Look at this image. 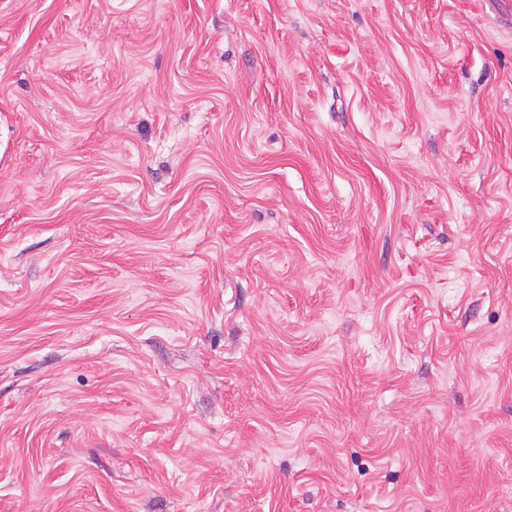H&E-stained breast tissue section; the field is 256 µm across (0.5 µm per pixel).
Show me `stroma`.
<instances>
[{"instance_id": "1", "label": "stroma", "mask_w": 512, "mask_h": 512, "mask_svg": "<svg viewBox=\"0 0 512 512\" xmlns=\"http://www.w3.org/2000/svg\"><path fill=\"white\" fill-rule=\"evenodd\" d=\"M0 512H512L497 0H0Z\"/></svg>"}]
</instances>
